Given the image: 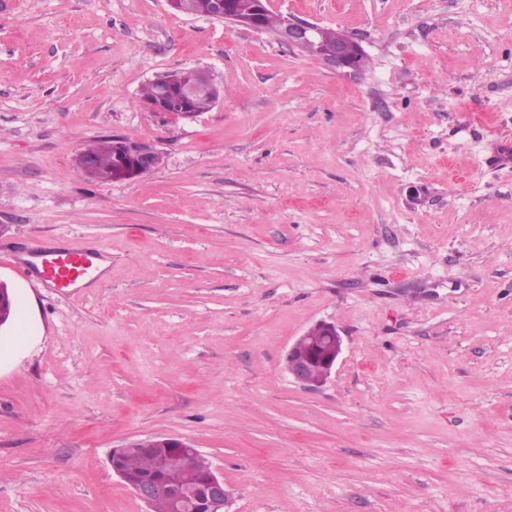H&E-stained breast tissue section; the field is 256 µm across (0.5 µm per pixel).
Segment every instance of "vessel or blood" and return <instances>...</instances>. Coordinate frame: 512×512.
I'll list each match as a JSON object with an SVG mask.
<instances>
[{
  "label": "vessel or blood",
  "mask_w": 512,
  "mask_h": 512,
  "mask_svg": "<svg viewBox=\"0 0 512 512\" xmlns=\"http://www.w3.org/2000/svg\"><path fill=\"white\" fill-rule=\"evenodd\" d=\"M106 252L103 244L92 250L80 246L53 250L41 263L23 266L22 271L43 287L60 288L75 296Z\"/></svg>",
  "instance_id": "obj_1"
}]
</instances>
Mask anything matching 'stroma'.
I'll list each match as a JSON object with an SVG mask.
<instances>
[{"label": "stroma", "mask_w": 512, "mask_h": 512, "mask_svg": "<svg viewBox=\"0 0 512 512\" xmlns=\"http://www.w3.org/2000/svg\"><path fill=\"white\" fill-rule=\"evenodd\" d=\"M356 37L354 75L167 0H0V250L109 249L75 298L0 259V512H147L112 449L169 435L229 512H512V0H269ZM205 67L191 120L143 87ZM155 171L87 182L97 137ZM343 353L310 389L288 347ZM113 137L95 140L78 154L75 166L84 178L92 183H109L129 180L130 178L147 175L156 170L163 160L162 152L151 143L128 138L126 139L127 154L122 164L127 169L128 176L120 169L117 158L123 147V142ZM91 156L97 166L99 177L93 178L96 166L88 157ZM308 340L309 348L302 347ZM343 351V338L332 323L319 322L299 336L285 355L286 371L294 381L318 388L330 379Z\"/></svg>", "instance_id": "stroma-1"}]
</instances>
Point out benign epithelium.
<instances>
[{
    "mask_svg": "<svg viewBox=\"0 0 512 512\" xmlns=\"http://www.w3.org/2000/svg\"><path fill=\"white\" fill-rule=\"evenodd\" d=\"M267 5L265 0H256L248 15L240 14L231 0H209L204 17L210 20L233 23L253 31L258 30L259 15ZM320 26L285 16L277 33V39L305 54L318 49L320 60L329 68L343 73H357L369 63L361 44L353 37L345 35L334 47L321 46ZM158 90L154 99L145 102L152 112L166 113L170 107L177 109V115L192 119L196 113L191 109L192 101L200 94L212 93L215 84L209 71L195 68L179 80L173 87L163 78L154 79ZM127 154L123 166L132 178L147 175L156 170L163 160L162 152L153 144L128 138ZM343 351V338L332 323L319 322L298 337L285 355L286 371L293 380L310 388H318L330 379L336 363ZM158 448H181L187 457L193 458L198 450L184 440L169 437H152L134 441L123 448H114V456L109 459L112 471L126 481L130 489L147 507H153L159 500L168 502L171 512H225L230 492L224 479L213 471L200 472L188 469L183 482L171 484L156 473L161 468L143 475L131 482L118 467V456L128 452H144Z\"/></svg>",
    "mask_w": 512,
    "mask_h": 512,
    "instance_id": "benign-epithelium-1",
    "label": "benign epithelium"
}]
</instances>
